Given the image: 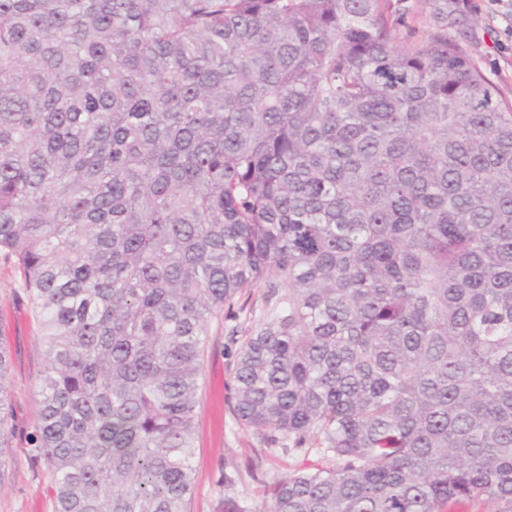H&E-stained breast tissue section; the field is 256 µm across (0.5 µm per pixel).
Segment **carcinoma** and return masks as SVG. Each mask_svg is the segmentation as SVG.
I'll list each match as a JSON object with an SVG mask.
<instances>
[{
    "label": "carcinoma",
    "instance_id": "carcinoma-1",
    "mask_svg": "<svg viewBox=\"0 0 512 512\" xmlns=\"http://www.w3.org/2000/svg\"><path fill=\"white\" fill-rule=\"evenodd\" d=\"M0 0V252L55 512H188L210 321L235 415L329 458L267 512H512V103L467 0ZM9 361L0 348V449Z\"/></svg>",
    "mask_w": 512,
    "mask_h": 512
}]
</instances>
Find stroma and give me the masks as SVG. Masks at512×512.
<instances>
[{
	"mask_svg": "<svg viewBox=\"0 0 512 512\" xmlns=\"http://www.w3.org/2000/svg\"><path fill=\"white\" fill-rule=\"evenodd\" d=\"M468 4L477 24L465 51L502 97L512 101V0ZM267 291L262 282L245 289L233 316L211 323L196 410L190 512H224L228 495L243 500L254 512H266L269 484L301 464L300 459L268 453L261 436L238 422L234 413L237 342L263 323ZM0 346L9 355L13 427L8 448L0 452V512H54L52 475L31 445L40 422L37 386L47 360L41 322L20 286L14 259L1 252ZM228 474L236 479L230 488L222 483Z\"/></svg>",
	"mask_w": 512,
	"mask_h": 512,
	"instance_id": "35a3bbf8",
	"label": "stroma"
}]
</instances>
